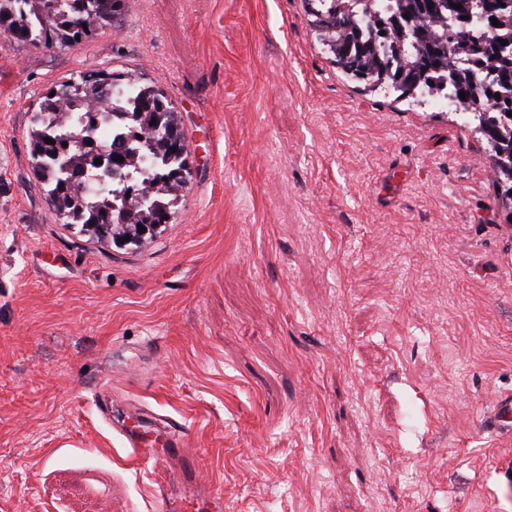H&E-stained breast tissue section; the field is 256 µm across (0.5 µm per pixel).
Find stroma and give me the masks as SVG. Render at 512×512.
Listing matches in <instances>:
<instances>
[{
  "label": "stroma",
  "instance_id": "stroma-1",
  "mask_svg": "<svg viewBox=\"0 0 512 512\" xmlns=\"http://www.w3.org/2000/svg\"><path fill=\"white\" fill-rule=\"evenodd\" d=\"M172 101L191 179L115 243L32 158L55 85ZM512 223L471 127L346 78L304 0H127L71 46L0 37V512H159L112 423L186 433L224 512H512ZM486 422L492 429L512 426V395L500 396L496 399L492 410L486 416Z\"/></svg>",
  "mask_w": 512,
  "mask_h": 512
}]
</instances>
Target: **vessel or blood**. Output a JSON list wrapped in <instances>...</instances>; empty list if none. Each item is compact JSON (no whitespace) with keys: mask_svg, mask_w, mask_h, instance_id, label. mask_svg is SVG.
Masks as SVG:
<instances>
[{"mask_svg":"<svg viewBox=\"0 0 512 512\" xmlns=\"http://www.w3.org/2000/svg\"><path fill=\"white\" fill-rule=\"evenodd\" d=\"M487 424L494 429L512 426V395L498 397L486 417ZM121 434L128 450V460L136 467H152L157 476L156 496L161 512H192L195 502L190 496H177L171 491L167 477L169 463L178 464L183 474L193 475L196 462L187 454L184 433L179 424L167 420L156 426L137 424L122 428Z\"/></svg>","mask_w":512,"mask_h":512,"instance_id":"vessel-or-blood-1","label":"vessel or blood"}]
</instances>
